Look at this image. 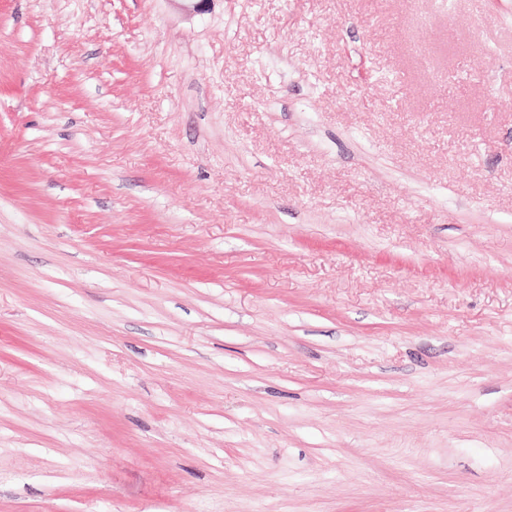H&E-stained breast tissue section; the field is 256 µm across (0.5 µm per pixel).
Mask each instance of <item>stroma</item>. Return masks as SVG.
Masks as SVG:
<instances>
[{
	"mask_svg": "<svg viewBox=\"0 0 512 512\" xmlns=\"http://www.w3.org/2000/svg\"><path fill=\"white\" fill-rule=\"evenodd\" d=\"M0 512H512V0H0Z\"/></svg>",
	"mask_w": 512,
	"mask_h": 512,
	"instance_id": "1",
	"label": "stroma"
}]
</instances>
